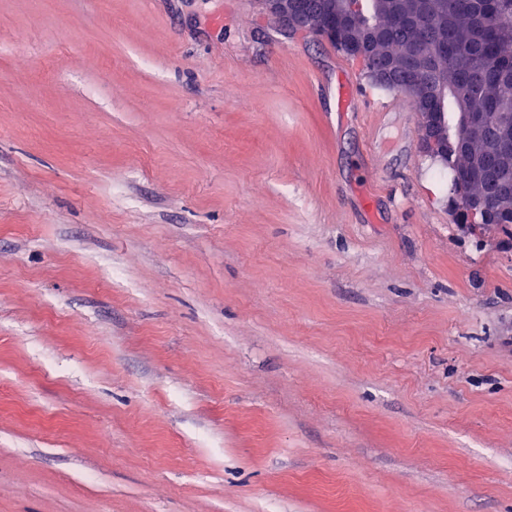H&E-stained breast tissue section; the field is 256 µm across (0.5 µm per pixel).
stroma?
<instances>
[{"label": "stroma", "instance_id": "obj_1", "mask_svg": "<svg viewBox=\"0 0 512 512\" xmlns=\"http://www.w3.org/2000/svg\"><path fill=\"white\" fill-rule=\"evenodd\" d=\"M401 98L256 0H0V512H512V250Z\"/></svg>", "mask_w": 512, "mask_h": 512}]
</instances>
